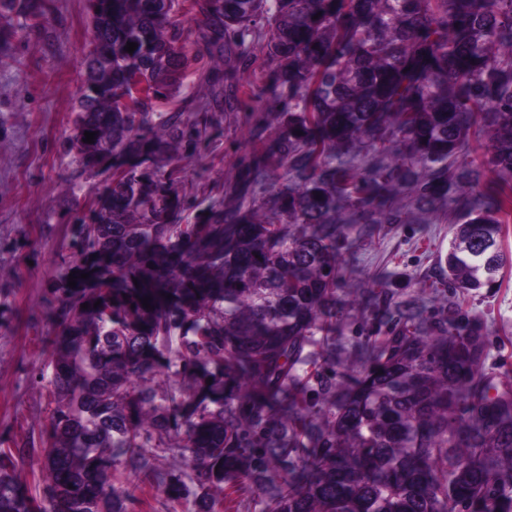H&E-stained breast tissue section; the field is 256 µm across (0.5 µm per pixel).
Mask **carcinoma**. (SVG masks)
Wrapping results in <instances>:
<instances>
[{
	"label": "carcinoma",
	"mask_w": 512,
	"mask_h": 512,
	"mask_svg": "<svg viewBox=\"0 0 512 512\" xmlns=\"http://www.w3.org/2000/svg\"><path fill=\"white\" fill-rule=\"evenodd\" d=\"M88 2L69 150L76 177L112 184L69 215L77 257L51 292L50 495L22 491L29 449L0 448V512H127L112 467L147 478L161 453L187 460L162 491L194 512L235 483L262 512H512V401L488 395L483 330L460 304L425 336L413 303L378 294L387 336L361 348L363 369L338 384L326 361L313 389L295 383L338 321L349 225L396 223L407 204L433 213L465 188L448 280L468 294L512 264V0H195L212 100L187 116L161 111L192 65L179 0ZM16 8L48 22L40 0H0ZM261 20L270 123L205 221L178 224L182 162L214 149L210 129L238 111L240 84L217 69L246 62ZM475 128L504 181L454 165ZM356 141L353 158L342 148ZM278 174L291 186L266 210ZM73 271L89 277L71 288ZM173 367L160 398L151 376ZM322 338V336H315V342L311 346L307 347L306 351L313 354L310 361L306 364H299L296 366V373L302 383H305L310 379L311 375L319 369L320 365H324L322 359L319 357L323 347L326 346V344H323Z\"/></svg>",
	"instance_id": "obj_1"
}]
</instances>
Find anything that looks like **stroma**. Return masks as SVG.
Masks as SVG:
<instances>
[{
  "mask_svg": "<svg viewBox=\"0 0 512 512\" xmlns=\"http://www.w3.org/2000/svg\"><path fill=\"white\" fill-rule=\"evenodd\" d=\"M49 25L28 28L23 14L0 17L10 26L0 42V448L29 452L18 465L27 496L44 499L49 481L43 466L42 436L55 404L48 392L50 336L57 326L47 298L62 267V245L75 226L63 212L64 190L72 183L65 154L73 110L83 81L82 59L92 35L87 0H47ZM183 40L196 62L170 106L185 109L208 93L209 57L200 40L192 0H180ZM271 62L261 40L250 41L240 80L250 89L237 112L222 120L217 148L183 163L181 189L196 204L224 196V183L253 148L254 117L267 106ZM451 240L447 212L425 215L404 208L398 224L351 226L339 245L349 268L337 295L343 313L329 341L315 340L308 363L297 365L300 380L319 369L323 348H331L337 380L360 366L358 351L374 339L368 299L387 291L394 300L415 301L425 327H433L452 301H460L483 326L484 368L497 381L512 382V267L494 287L459 296L445 285L439 258ZM112 485L128 512H188L189 502L168 498L156 482L112 470Z\"/></svg>",
  "mask_w": 512,
  "mask_h": 512,
  "instance_id": "35a3bbf8",
  "label": "stroma"
}]
</instances>
